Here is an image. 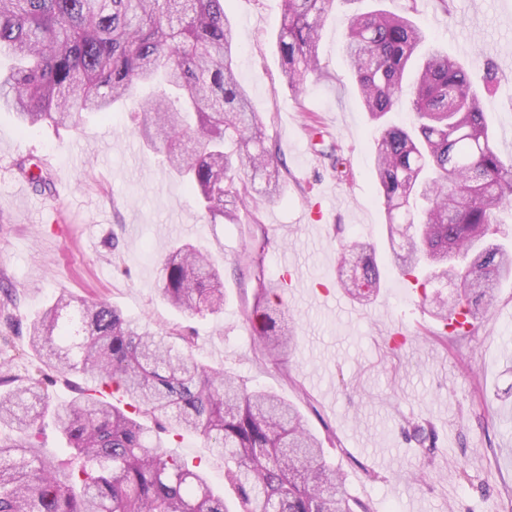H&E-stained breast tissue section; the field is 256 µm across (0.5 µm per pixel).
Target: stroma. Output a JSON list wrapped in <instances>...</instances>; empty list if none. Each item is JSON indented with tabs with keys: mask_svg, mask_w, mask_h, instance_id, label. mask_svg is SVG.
Returning <instances> with one entry per match:
<instances>
[{
	"mask_svg": "<svg viewBox=\"0 0 512 512\" xmlns=\"http://www.w3.org/2000/svg\"><path fill=\"white\" fill-rule=\"evenodd\" d=\"M236 42L233 68L267 125L282 161L281 201L258 199L237 224H212L185 183L133 134L128 108L87 118L79 129L43 124L20 129L0 112V281L16 300L0 312V363L19 378L43 365L21 327L59 295L103 299L125 316L192 337L203 363L224 367L254 390L276 392L304 415L330 466L369 512H504L512 505V280L468 335L438 337V321L415 282L389 263L366 306L336 284L341 243L364 239L390 250L372 173L374 129L342 56L344 9L321 30L322 75L301 93L285 83L277 47L280 0H226ZM437 5L417 10L433 43L466 59L480 80V56L507 81L484 95L493 144L512 157V0H454L446 25L431 27ZM340 146L345 174L315 151L309 122ZM41 161L52 182L68 184L56 208L44 204L18 168ZM267 232L266 279L279 281L292 260L309 287H285L294 345L279 363L256 349L246 314L254 302L243 244ZM178 240L211 253L224 271V311L182 314L159 293L160 270ZM432 428L433 446L410 440L413 426ZM176 452L200 464L215 490L224 459L186 433Z\"/></svg>",
	"mask_w": 512,
	"mask_h": 512,
	"instance_id": "1",
	"label": "stroma"
}]
</instances>
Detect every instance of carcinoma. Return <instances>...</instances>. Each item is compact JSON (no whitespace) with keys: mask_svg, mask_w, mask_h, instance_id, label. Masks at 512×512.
Masks as SVG:
<instances>
[{"mask_svg":"<svg viewBox=\"0 0 512 512\" xmlns=\"http://www.w3.org/2000/svg\"><path fill=\"white\" fill-rule=\"evenodd\" d=\"M278 48L288 88L300 92L322 74L320 30L335 0H282ZM343 55L378 136L373 171L389 235V258L420 283L421 300L450 326H470L494 306L512 277V252L488 239L498 216L512 212V159L493 147L482 96L467 68L430 42L412 3L371 10L343 0ZM234 33L224 0H0V110L22 129L48 123L75 128L86 114L123 106L140 87L157 92L130 113L143 144H164L170 167L215 224L239 223L238 206L259 192L282 198L279 158L266 145L265 125L232 67ZM418 65L408 105L411 127L390 125L403 104L409 71ZM484 90L500 83L484 63ZM264 180L255 187L256 178ZM266 241L244 244L256 269L247 321L272 361L294 341L285 312L264 277ZM340 262L352 276L340 287L367 304L380 288L376 249L354 239ZM459 288L452 302L437 289ZM160 294L191 314L224 310V283L209 255L177 244L166 256ZM28 345L60 374L81 373L127 399L129 412L88 389L54 409L71 445L63 459L40 448L33 433L48 411L44 379L0 371V512H229L198 466L151 437L143 413L193 433L224 455V484L236 512H366L301 412L274 393L251 390L222 369L200 363L191 339L126 318L104 301L77 303L60 295L27 328Z\"/></svg>","mask_w":512,"mask_h":512,"instance_id":"carcinoma-1","label":"carcinoma"}]
</instances>
